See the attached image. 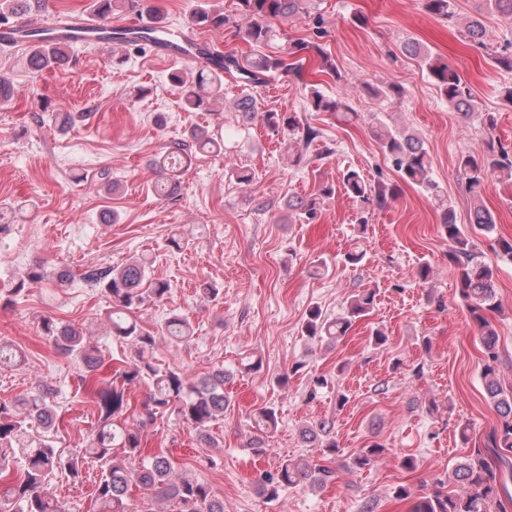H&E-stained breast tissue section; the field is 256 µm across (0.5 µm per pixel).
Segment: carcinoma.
Wrapping results in <instances>:
<instances>
[{
	"instance_id": "obj_1",
	"label": "carcinoma",
	"mask_w": 512,
	"mask_h": 512,
	"mask_svg": "<svg viewBox=\"0 0 512 512\" xmlns=\"http://www.w3.org/2000/svg\"><path fill=\"white\" fill-rule=\"evenodd\" d=\"M44 0H0V32L7 31L29 43L27 64L34 73L48 67H64L72 62L69 45L60 44L50 38V30L34 33L23 29L25 18L42 9ZM130 5L128 0H90V9L101 19ZM141 13L155 27L141 33L145 43L153 42L159 30L165 28L163 20L155 14L150 0H138ZM428 12L449 21L457 16V0H425ZM309 0H237V11L248 19L243 39L258 48L256 53L243 59L233 53L224 56L207 55L198 61L195 75L188 76L177 70L169 74L171 83L183 94L185 110L202 111L219 102L224 79H240L249 86V92L233 100L231 111L242 120L251 123L260 121L274 132L288 130L299 133V119L293 112H273L262 108L257 97L258 90L265 86L269 73L283 71L301 77V67L291 58L306 49L300 42H290L278 55H267L259 48L274 37L270 21L288 20L308 12ZM192 21L202 28L218 29L231 24L229 16L216 12L208 6L196 5ZM404 49L421 58L429 76L448 103L465 116L476 111L470 89L459 74L440 58L411 42ZM307 104L316 112H348L350 107L339 97L326 95L320 88L310 85L306 93ZM370 136L385 157L391 161L401 180L419 186L442 208V224L450 243L449 259L458 270L459 293L466 302L472 321L478 326L483 345L481 377L489 403L498 415V427L489 436L484 448H476L470 457L452 471V478L466 485L464 494H440L419 498L410 512H490L497 505L498 512H507L512 497L500 496L498 488L504 486L501 467H509L508 454L512 453V388L500 384V352L498 335L486 318V313L498 307L496 275L493 265L480 256L473 238L457 224L455 211L444 197L439 184L432 178L431 156L420 136L406 129L390 126L376 117L370 124ZM204 149L214 147L217 141L198 127L190 131L189 140L175 142L156 161L162 178L154 184V192L161 198H172L178 192L176 173L183 168L188 150L192 145ZM461 187L473 203L471 223L480 231L490 233L495 228L492 213L481 204L487 174L512 181V153L500 149L497 157L487 164L474 154L461 157L458 165ZM345 192L354 199L360 212L358 223H368L369 209L384 207L388 199L395 197L394 189L384 185H371L355 169H346L341 174ZM335 187L326 184L310 199L290 198L286 204V215L309 218L316 214L320 203L334 194ZM146 258H132L121 265H91L79 274L85 285L103 293L112 303L109 320L112 336L119 342H128L135 348L136 358L120 374V384L107 385L97 391L96 405L98 422L90 432L86 448L64 457L58 454L45 433L56 428L57 409L53 400V389L46 386L21 400H0V449L8 448L23 461L19 478L0 499V512H64L58 502L44 493L59 472L74 479L82 476L86 460L100 463L101 477L95 484L92 512H129L127 494L130 486H140L173 509L169 512H224V500L216 496L210 484L198 477L179 476L174 472L171 460L164 453L148 454L142 447L140 432L122 423L130 409L126 387L137 382L150 386L148 403L144 405L141 426L154 422L157 416L173 409L183 423L193 427L200 442L211 446L210 426L224 415L228 401L224 395V383L229 373L222 367H214L198 376L190 377L173 369L163 370L154 363L156 338L143 331L129 313L147 300L162 301L170 292L168 282L154 279L149 272ZM67 274L55 267L38 265L13 282L9 289L12 297L21 296L32 283L51 281L64 283ZM376 290H362L346 301L343 312L329 318L320 308L309 311L303 325V333L309 339L335 341L346 335L357 319L370 313L374 307ZM43 335L52 341L56 351L83 361L85 375L98 370L101 356L98 347L92 345L82 332L70 325L45 317L41 321ZM162 333L175 345L191 340L192 329L186 318L171 314L161 324ZM253 429L260 437L256 439L257 452H265L264 439L276 432L278 418L272 407H260L251 416ZM334 424L324 420L308 431V439L319 444L320 463L283 460L273 472L262 475L265 494L276 497L279 491L308 482L322 487L336 479L334 467L336 443L328 440ZM123 449L119 458L113 455L114 448ZM384 448L372 444L363 448L353 458V465L362 469L380 456Z\"/></svg>"
}]
</instances>
